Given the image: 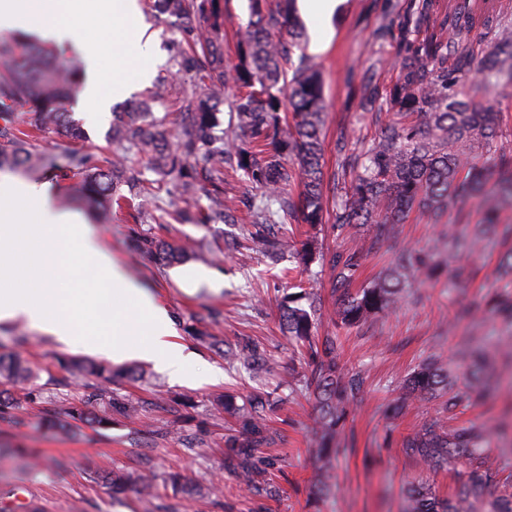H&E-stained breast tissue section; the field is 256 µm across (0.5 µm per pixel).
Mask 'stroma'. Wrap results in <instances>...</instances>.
I'll use <instances>...</instances> for the list:
<instances>
[{"mask_svg":"<svg viewBox=\"0 0 512 512\" xmlns=\"http://www.w3.org/2000/svg\"><path fill=\"white\" fill-rule=\"evenodd\" d=\"M385 6V0H340L323 26V49L312 54L324 85L326 173L336 168L337 139H344L348 150L355 151L378 128L371 114L360 111L352 81L368 75L390 81L399 74L393 48L373 38L374 30L391 20ZM139 7L143 23L162 51L152 75L166 76L180 38L178 27L173 19L152 13L146 0ZM140 207V201H132L94 226L129 276L168 306L182 342L198 354V382L193 386L177 383L152 363L139 366L127 361L115 365L110 389L137 403L136 417L117 415L106 427L76 420L67 416L66 409L82 397L84 389L71 382L66 364L85 359V352L60 349L29 326L1 324L0 355L26 351L36 373L27 386L38 390L40 397L13 410L11 417H0V512H21L22 500L37 501L43 512H404L409 483L426 482L444 497L454 485V476L422 471L402 448L408 436L437 416L436 402L409 399L394 420L387 418L384 409L400 396L403 377L432 353L440 355L457 376L458 390H466L463 374L468 365L460 351L470 340L497 353L498 391L493 400L481 405L462 401L452 412V423L478 422L488 427L486 455L512 471V327L479 313L463 320L457 317L460 305L481 301L503 285L496 271L503 245L488 240L471 252L444 254L438 278L414 281L395 311L340 331L342 363L364 372L367 384L362 402L341 434L333 492L316 510L307 497L318 473L310 452L313 402L289 394L296 355L280 327L275 301L278 290L288 285L286 273L294 267V259L286 252L274 263L259 253L230 248L231 238L243 236L247 223L174 222L162 233L153 219L133 221ZM157 232L175 245L193 241L195 252L185 268L205 267L223 274L222 289L184 291L172 277L171 266L138 248L139 239ZM447 232V225L429 223L414 213L400 225L391 245L427 250ZM459 266L474 269L476 275L458 288H449L448 277ZM194 326L228 346L246 337L258 341L274 356L272 370L249 376L197 341L190 332ZM272 390L281 399L271 422L278 436L266 450L275 462L281 487L274 499L249 493L225 476L226 426L212 409L227 392L247 396ZM190 438L196 442L191 452L186 449ZM5 448L35 449L39 467L18 468L13 459L2 456ZM145 465L161 480L174 471L193 470L203 481H221L223 492L203 498L195 491L176 492L162 486L147 506L132 490L113 498L103 479L105 472Z\"/></svg>","mask_w":512,"mask_h":512,"instance_id":"1","label":"stroma"}]
</instances>
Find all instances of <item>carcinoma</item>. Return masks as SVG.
<instances>
[{
    "label": "carcinoma",
    "mask_w": 512,
    "mask_h": 512,
    "mask_svg": "<svg viewBox=\"0 0 512 512\" xmlns=\"http://www.w3.org/2000/svg\"><path fill=\"white\" fill-rule=\"evenodd\" d=\"M160 15L175 19L186 35L188 48L174 56L175 74L199 77L178 100L174 136L149 121L157 103L166 100L169 84H156L137 105L122 113L112 127V141L104 164L92 163L79 147L86 138L72 118L69 103L78 91L82 65L77 56L21 37L0 39V168L52 172L78 182L82 198L91 206L110 212L123 208L128 197L121 193L147 194L142 181L126 176L127 155L143 145L151 146L148 167L159 181L172 183L192 201V209L180 213L184 221L228 223L237 221L235 208L224 203V170H240L262 190L264 204L252 209L253 238L268 256L288 247L272 229L268 203H279L288 218L312 227L332 221L336 237L364 225L372 228L370 242L347 250L318 252L313 241L301 242L303 268L320 261L331 275V292L337 296L338 330L358 327L369 318L396 309L412 282L433 266L443 252L470 251L490 236L512 239V225L501 224V213L512 209V156L500 155L495 169L475 159L497 151L499 114L465 92V80L478 73L489 92L512 86V25L504 22L502 0H401L397 24H383L375 31L379 42L397 43L400 71L389 84L372 78L360 82L359 107L364 112H390L377 137L358 154L346 153L344 140L336 142L337 171L325 177L323 170L324 91L319 70L307 53L308 39L294 14V0H249V20L237 31L240 63L224 64V47L217 31L224 22L221 0H149ZM494 33L490 50L480 57L469 48L476 30ZM453 66H448V59ZM236 90L231 102L239 135L224 139L221 100L217 92ZM291 110V122L281 124L280 112ZM52 130L63 143L53 152L39 148L42 134ZM206 180L207 205L194 199L196 183ZM300 181L302 191L290 186ZM481 199L480 222L469 235L448 229L432 249L421 252L406 247L394 254L383 274L372 283L352 289L363 260L379 251L397 225L418 212L432 224L444 223L450 213H462L467 204ZM142 251L172 264L190 256L189 248L174 246L154 237L141 239ZM288 288L278 302L283 329L295 343L305 364L300 382L313 396L316 407L314 456L321 463L320 479L311 486L310 498L319 502L332 491L330 443L336 439L350 411L364 392L362 373L340 363L342 342L336 334L318 335L313 292L304 282L289 276ZM483 312L512 322V290L495 294V303L483 308L473 304L462 313ZM229 355L244 367L264 366L265 350L245 341ZM74 378L90 389L83 406L73 407L76 419L96 424L110 421L112 410L132 416L137 408L108 394L112 367L89 361L70 366ZM31 376L28 360L20 354L0 356V379L13 384ZM405 388L423 399L440 401L442 411L458 405L448 368L432 354L407 374ZM269 400L251 398L248 405L216 406V411L238 421V433L224 436V471L237 482L269 497L280 487L264 478L268 461L263 448L272 440L266 424ZM488 431L472 423L451 427L441 418L426 424L403 443L405 454L424 470L439 472L458 464L467 466L455 492L448 499L430 488H407L411 512H512V497L492 499L489 489L512 473L493 466L484 454ZM104 478L113 489L135 490L153 498V478L147 472H110Z\"/></svg>",
    "instance_id": "1"
}]
</instances>
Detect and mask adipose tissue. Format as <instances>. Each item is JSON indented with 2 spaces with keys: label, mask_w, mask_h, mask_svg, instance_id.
<instances>
[{
  "label": "adipose tissue",
  "mask_w": 512,
  "mask_h": 512,
  "mask_svg": "<svg viewBox=\"0 0 512 512\" xmlns=\"http://www.w3.org/2000/svg\"><path fill=\"white\" fill-rule=\"evenodd\" d=\"M22 31L71 45L85 62L77 107L108 113L125 93L129 69L146 76L154 56L136 0H0V33ZM0 323L22 322L57 344L120 363L145 360L186 380L195 351L179 342L174 321L138 288L80 214L58 212L46 182L0 181Z\"/></svg>",
  "instance_id": "adipose-tissue-1"
}]
</instances>
